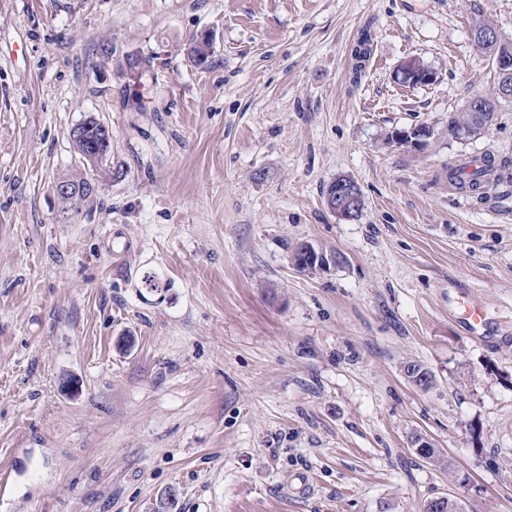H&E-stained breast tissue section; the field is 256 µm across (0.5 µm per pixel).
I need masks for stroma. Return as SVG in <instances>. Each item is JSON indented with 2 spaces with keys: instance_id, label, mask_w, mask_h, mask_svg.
Instances as JSON below:
<instances>
[{
  "instance_id": "stroma-1",
  "label": "stroma",
  "mask_w": 512,
  "mask_h": 512,
  "mask_svg": "<svg viewBox=\"0 0 512 512\" xmlns=\"http://www.w3.org/2000/svg\"><path fill=\"white\" fill-rule=\"evenodd\" d=\"M477 13L512 40V0H0V512H512V103L448 138L494 82ZM90 115L128 173L65 212ZM488 152L499 182L449 184ZM302 241L341 262L298 271ZM212 53V38L207 34L194 36L186 49L189 62L197 67H207ZM418 63L419 68L425 69V66L420 60L414 58ZM413 65L411 59L405 60L398 69V80L408 86H422L431 84L436 79V74L433 70H421ZM359 184L350 177L336 178L325 195L329 210L339 219L354 220L363 207V194Z\"/></svg>"
}]
</instances>
